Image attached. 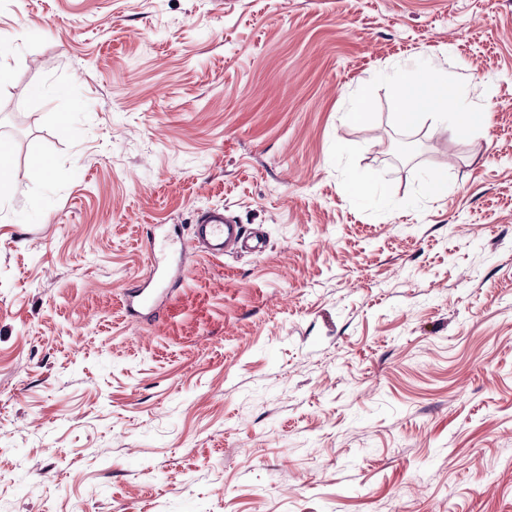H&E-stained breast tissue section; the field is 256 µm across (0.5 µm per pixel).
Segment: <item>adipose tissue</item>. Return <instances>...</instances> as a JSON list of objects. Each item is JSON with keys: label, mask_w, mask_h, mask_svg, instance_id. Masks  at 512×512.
<instances>
[{"label": "adipose tissue", "mask_w": 512, "mask_h": 512, "mask_svg": "<svg viewBox=\"0 0 512 512\" xmlns=\"http://www.w3.org/2000/svg\"><path fill=\"white\" fill-rule=\"evenodd\" d=\"M398 110L395 118L400 126L418 125L426 115L447 111L448 83L434 70H415L395 79Z\"/></svg>", "instance_id": "adipose-tissue-1"}]
</instances>
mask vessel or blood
<instances>
[{
  "mask_svg": "<svg viewBox=\"0 0 512 512\" xmlns=\"http://www.w3.org/2000/svg\"><path fill=\"white\" fill-rule=\"evenodd\" d=\"M196 245L209 256L221 258L228 252L259 254L267 241L262 233H249L223 212L212 210L200 216L196 229Z\"/></svg>",
  "mask_w": 512,
  "mask_h": 512,
  "instance_id": "1",
  "label": "vessel or blood"
}]
</instances>
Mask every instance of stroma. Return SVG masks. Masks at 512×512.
Segmentation results:
<instances>
[{
	"label": "stroma",
	"instance_id": "obj_1",
	"mask_svg": "<svg viewBox=\"0 0 512 512\" xmlns=\"http://www.w3.org/2000/svg\"><path fill=\"white\" fill-rule=\"evenodd\" d=\"M0 42V512H512V0H0ZM425 67L487 123L398 125ZM213 208L265 251H190Z\"/></svg>",
	"mask_w": 512,
	"mask_h": 512
}]
</instances>
